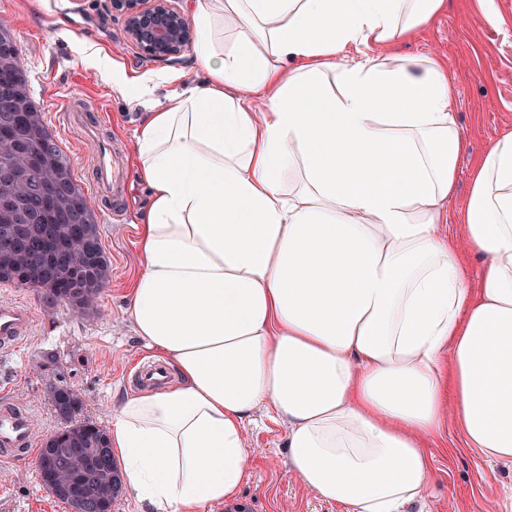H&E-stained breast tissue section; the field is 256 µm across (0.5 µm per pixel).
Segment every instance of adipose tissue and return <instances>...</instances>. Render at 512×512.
<instances>
[{
  "instance_id": "obj_1",
  "label": "adipose tissue",
  "mask_w": 512,
  "mask_h": 512,
  "mask_svg": "<svg viewBox=\"0 0 512 512\" xmlns=\"http://www.w3.org/2000/svg\"><path fill=\"white\" fill-rule=\"evenodd\" d=\"M445 4L192 5L206 79L150 106L135 143L150 202L129 316L177 377L115 405L110 446L147 512L235 500L260 408L344 512H404L451 428L512 462V131L449 231L454 82L390 52Z\"/></svg>"
}]
</instances>
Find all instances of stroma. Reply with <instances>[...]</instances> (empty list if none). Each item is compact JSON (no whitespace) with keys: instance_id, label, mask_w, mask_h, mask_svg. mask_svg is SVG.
Listing matches in <instances>:
<instances>
[{"instance_id":"1","label":"stroma","mask_w":512,"mask_h":512,"mask_svg":"<svg viewBox=\"0 0 512 512\" xmlns=\"http://www.w3.org/2000/svg\"><path fill=\"white\" fill-rule=\"evenodd\" d=\"M494 5L502 19L495 27L481 22L479 0H448L432 27L392 48L400 57L437 56L453 76L454 110L468 150L457 165L456 196L448 212L452 219L466 204L476 159L492 140L512 131V0H494ZM0 19L9 23L30 94L68 155L83 193H93L85 122L98 123L120 163L112 191L117 212L94 207L109 263V280L95 310L83 315L68 305L47 303L36 289L0 284V298L21 302L35 314L32 336L14 351H0V393L34 406L44 437L62 426L52 405L54 389L70 386L82 399L78 420L107 429L113 405L137 387L131 369L148 356L128 314L129 288L140 269L136 224L147 199L133 149L146 109L124 84L154 77V96L161 99L183 85L203 82L205 73L187 52L173 64L144 57L127 40L123 16L108 11L106 0H0ZM104 54L112 60L107 74L93 65ZM75 96L78 112L69 122L65 105ZM246 431L255 455L235 501L242 512H342L291 474L284 425L259 409ZM448 445V452H436L432 477L408 512H512V496L504 492L512 487V464L462 450L453 431ZM0 512L70 509L40 484L30 459L19 466L0 464Z\"/></svg>"}]
</instances>
